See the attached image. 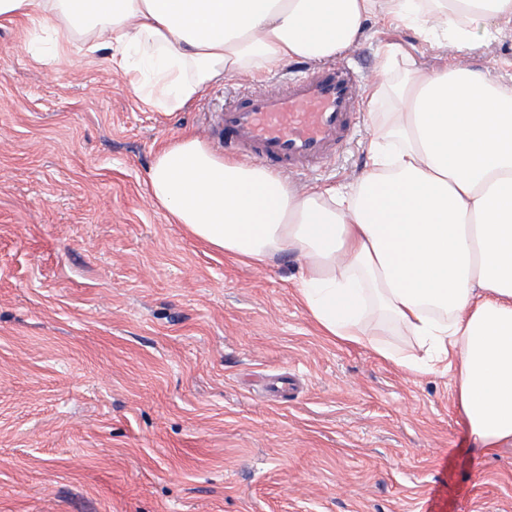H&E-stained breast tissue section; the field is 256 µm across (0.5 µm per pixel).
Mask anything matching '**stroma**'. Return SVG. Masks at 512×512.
<instances>
[{
  "label": "stroma",
  "mask_w": 512,
  "mask_h": 512,
  "mask_svg": "<svg viewBox=\"0 0 512 512\" xmlns=\"http://www.w3.org/2000/svg\"><path fill=\"white\" fill-rule=\"evenodd\" d=\"M402 23L341 53L370 89ZM247 79L169 115L103 53L0 27V512H512V445L483 457L442 373L324 338L285 254L256 267L154 206L156 148L203 132ZM362 119L293 181H355Z\"/></svg>",
  "instance_id": "obj_1"
}]
</instances>
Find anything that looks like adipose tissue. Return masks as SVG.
I'll return each instance as SVG.
<instances>
[{
    "instance_id": "1",
    "label": "adipose tissue",
    "mask_w": 512,
    "mask_h": 512,
    "mask_svg": "<svg viewBox=\"0 0 512 512\" xmlns=\"http://www.w3.org/2000/svg\"><path fill=\"white\" fill-rule=\"evenodd\" d=\"M372 18L466 51L512 24V0H0V22L107 50L135 95L166 113L235 77L336 59ZM397 57L387 51L369 94L356 182L299 187L186 130L156 151L147 192L224 255L255 266L295 255L324 336L414 375L451 374L457 413L489 456L512 441V86L468 64L411 68L395 83ZM377 317L412 336L413 352L374 340Z\"/></svg>"
}]
</instances>
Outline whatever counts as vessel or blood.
I'll return each mask as SVG.
<instances>
[{"instance_id": "b4317fda", "label": "vessel or blood", "mask_w": 512, "mask_h": 512, "mask_svg": "<svg viewBox=\"0 0 512 512\" xmlns=\"http://www.w3.org/2000/svg\"><path fill=\"white\" fill-rule=\"evenodd\" d=\"M360 82L348 63L316 66L283 83L242 90L209 132L225 154L274 172L331 159L360 120Z\"/></svg>"}]
</instances>
